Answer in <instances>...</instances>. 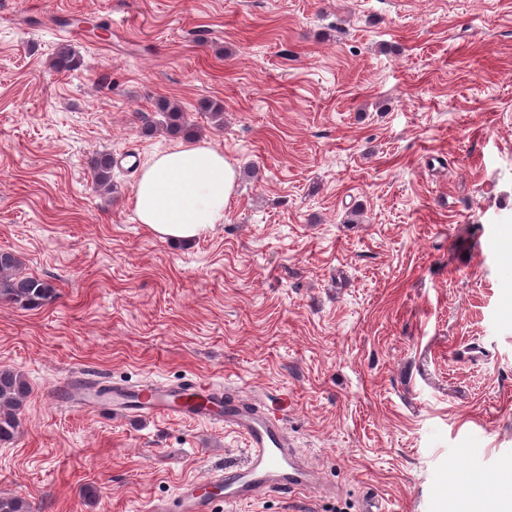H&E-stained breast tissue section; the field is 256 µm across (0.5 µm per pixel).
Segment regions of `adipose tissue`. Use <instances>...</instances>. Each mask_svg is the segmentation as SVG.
Wrapping results in <instances>:
<instances>
[{"label": "adipose tissue", "mask_w": 512, "mask_h": 512, "mask_svg": "<svg viewBox=\"0 0 512 512\" xmlns=\"http://www.w3.org/2000/svg\"><path fill=\"white\" fill-rule=\"evenodd\" d=\"M236 189V169L223 152L196 142L143 164L134 188V213L160 238L191 241L223 223Z\"/></svg>", "instance_id": "ef3b65f1"}]
</instances>
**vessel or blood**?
<instances>
[{
	"mask_svg": "<svg viewBox=\"0 0 512 512\" xmlns=\"http://www.w3.org/2000/svg\"><path fill=\"white\" fill-rule=\"evenodd\" d=\"M111 412L120 419L177 416L221 423L246 443L243 464L210 471L202 482H181L172 503L154 502L148 512H216L220 504L253 503L274 490L292 494L318 488L312 467L292 448L282 418L239 388L199 377L178 384L116 383Z\"/></svg>",
	"mask_w": 512,
	"mask_h": 512,
	"instance_id": "b4317fda",
	"label": "vessel or blood"
}]
</instances>
